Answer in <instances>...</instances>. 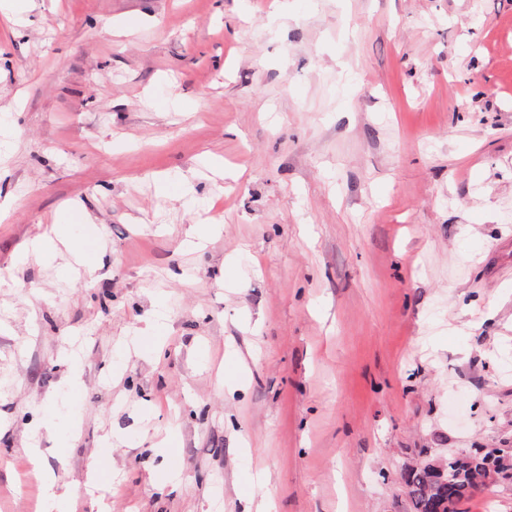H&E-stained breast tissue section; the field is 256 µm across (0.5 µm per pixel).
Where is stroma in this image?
<instances>
[{"label":"stroma","mask_w":512,"mask_h":512,"mask_svg":"<svg viewBox=\"0 0 512 512\" xmlns=\"http://www.w3.org/2000/svg\"><path fill=\"white\" fill-rule=\"evenodd\" d=\"M0 277V512L33 445L75 512H410L512 448V0H18ZM483 448L470 449L467 455L449 454L444 464L437 459H427L428 467L409 466L401 474L402 491L408 498L411 512H456L463 500L478 491L496 483L489 469L510 470L512 476V455L505 463L504 456H493ZM443 468L445 474L439 477L436 468ZM450 506H449V505Z\"/></svg>","instance_id":"obj_1"}]
</instances>
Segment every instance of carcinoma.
<instances>
[{
    "label": "carcinoma",
    "instance_id": "cac0c4a2",
    "mask_svg": "<svg viewBox=\"0 0 512 512\" xmlns=\"http://www.w3.org/2000/svg\"><path fill=\"white\" fill-rule=\"evenodd\" d=\"M428 463V467L410 466L401 474L402 491L411 512H448V508H457L462 501L496 483L490 469L512 471V455L505 461L480 448L462 456L452 453L443 463L437 459Z\"/></svg>",
    "mask_w": 512,
    "mask_h": 512
}]
</instances>
